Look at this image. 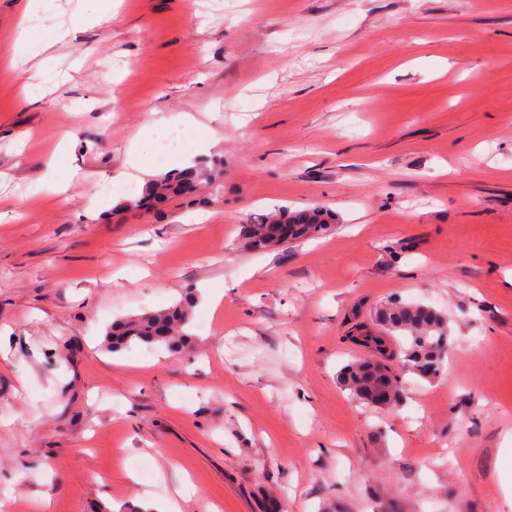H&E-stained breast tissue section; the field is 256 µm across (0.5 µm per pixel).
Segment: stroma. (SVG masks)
<instances>
[{"instance_id":"1","label":"stroma","mask_w":512,"mask_h":512,"mask_svg":"<svg viewBox=\"0 0 512 512\" xmlns=\"http://www.w3.org/2000/svg\"><path fill=\"white\" fill-rule=\"evenodd\" d=\"M83 7L23 31L0 0V500L165 512L185 475L182 512H512V0H116L71 28ZM20 35L41 52L13 67ZM147 125L223 159L218 201L115 212L171 170L131 168ZM318 205L326 236H240ZM189 289L182 353L104 349ZM394 301L447 317L448 357L390 358L377 407L338 373Z\"/></svg>"}]
</instances>
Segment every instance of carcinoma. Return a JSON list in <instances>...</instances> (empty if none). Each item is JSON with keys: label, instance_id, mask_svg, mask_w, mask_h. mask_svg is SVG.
Instances as JSON below:
<instances>
[{"label": "carcinoma", "instance_id": "obj_1", "mask_svg": "<svg viewBox=\"0 0 512 512\" xmlns=\"http://www.w3.org/2000/svg\"><path fill=\"white\" fill-rule=\"evenodd\" d=\"M224 180V163H198L171 174L149 181L142 195L125 199L116 210L134 212L157 207L175 197L188 195L191 185H204L216 189ZM288 225V238L278 236L282 225ZM334 226V218L322 208H307L259 215L249 224L241 226L245 244L254 250H267L283 246L287 240L321 237ZM190 319L188 301H180L168 308L146 311L112 322L104 337V347L117 352L137 344L164 346L171 352L180 351L189 335L184 327ZM381 334L366 336L362 342L376 350L385 347L387 340L400 339L403 367L423 379H432L443 373L449 346L447 318L429 306L389 303L376 312ZM365 362H352L339 374L341 385L359 399L370 390L374 380L364 372Z\"/></svg>", "mask_w": 512, "mask_h": 512}]
</instances>
